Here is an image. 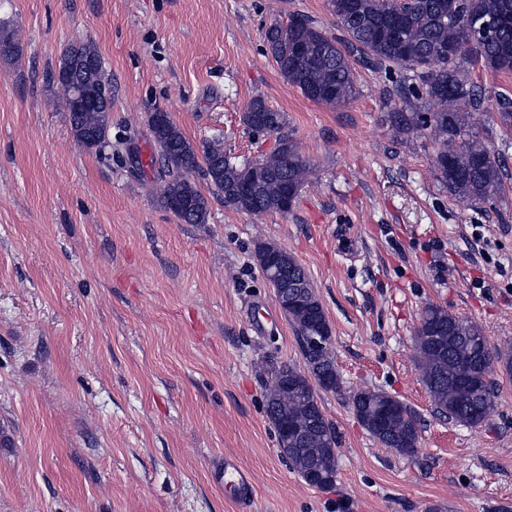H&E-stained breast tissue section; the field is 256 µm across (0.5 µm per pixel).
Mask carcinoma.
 <instances>
[{"label": "carcinoma", "instance_id": "carcinoma-1", "mask_svg": "<svg viewBox=\"0 0 512 512\" xmlns=\"http://www.w3.org/2000/svg\"><path fill=\"white\" fill-rule=\"evenodd\" d=\"M341 0H328L342 37L332 36L304 16L288 24H273L267 31L268 51L288 84L308 99L337 107L355 93L353 61L378 70L409 69L418 73L421 91L404 97L402 107L387 120L399 134L425 132L438 146L435 168L448 191L467 206L488 203L500 194L503 179L499 159L487 137L475 131L470 109L479 106L482 89L470 78L469 66L479 63L493 72L512 74V0H351L346 11ZM392 14L404 18L402 38L393 40L380 32ZM79 58H92V74L101 90H112L102 59L91 42L77 41L64 50L57 80L77 142L93 128L102 130L98 152L112 158V139L102 110L76 111L73 91L85 80L76 70ZM246 126L257 132H278L286 124L283 112L252 100L243 115ZM155 152V171L162 206L188 224L207 221L208 198L191 176L202 172L211 189L224 196V205L249 214L286 213L285 199L295 200L313 173L311 163L289 138L260 166L235 163L220 141L191 144L168 113L155 110L148 116ZM259 262L274 253L296 285V303L287 316L300 338L306 370L283 364L271 373L266 392V414L279 449L300 476L316 465L330 483L337 478L338 436L318 403L317 389L340 392V376L329 352L330 327L309 278L286 250L260 244ZM324 346L314 352L309 339ZM422 379L436 411L451 421L478 426L488 421L495 407L489 377L498 363L512 373V351L490 346L482 328L448 310L430 305L418 328ZM361 426L383 447L410 456L418 445V418L408 405L380 391L364 388L351 395Z\"/></svg>", "mask_w": 512, "mask_h": 512}]
</instances>
